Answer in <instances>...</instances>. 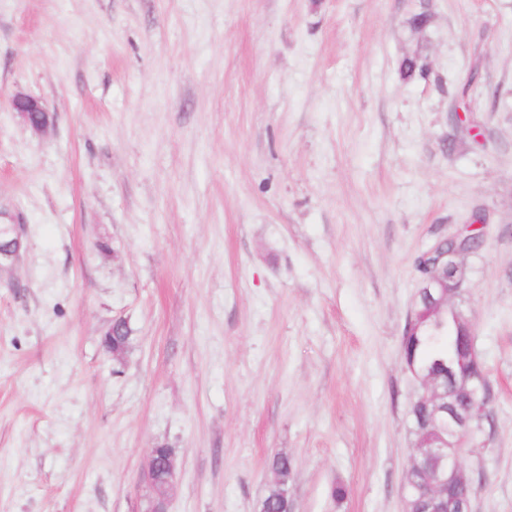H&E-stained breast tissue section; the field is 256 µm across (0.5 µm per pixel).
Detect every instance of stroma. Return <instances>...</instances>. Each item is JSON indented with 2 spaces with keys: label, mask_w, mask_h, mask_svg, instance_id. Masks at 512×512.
<instances>
[{
  "label": "stroma",
  "mask_w": 512,
  "mask_h": 512,
  "mask_svg": "<svg viewBox=\"0 0 512 512\" xmlns=\"http://www.w3.org/2000/svg\"><path fill=\"white\" fill-rule=\"evenodd\" d=\"M477 211L465 465L512 512V0H0V512H146L162 447L165 512H259L277 453L293 512H402L415 261ZM13 109L22 121L36 134L44 132L51 124L50 113L45 103L30 95H16ZM8 234L12 237L9 241L0 242V268L13 263L22 246L19 224H1L0 235Z\"/></svg>",
  "instance_id": "1"
}]
</instances>
